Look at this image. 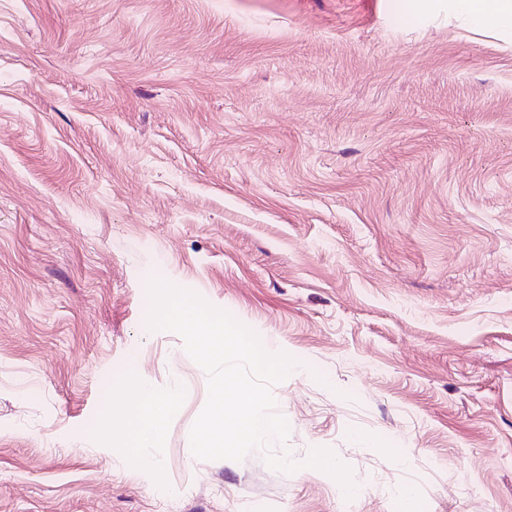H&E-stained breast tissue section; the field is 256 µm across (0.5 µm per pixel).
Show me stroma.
Masks as SVG:
<instances>
[{
	"instance_id": "stroma-1",
	"label": "stroma",
	"mask_w": 512,
	"mask_h": 512,
	"mask_svg": "<svg viewBox=\"0 0 512 512\" xmlns=\"http://www.w3.org/2000/svg\"><path fill=\"white\" fill-rule=\"evenodd\" d=\"M393 3L0 0V512H512V22ZM154 277L296 360L357 496L192 454ZM167 409V400L153 392L144 395L139 406L138 447H153L161 417Z\"/></svg>"
}]
</instances>
